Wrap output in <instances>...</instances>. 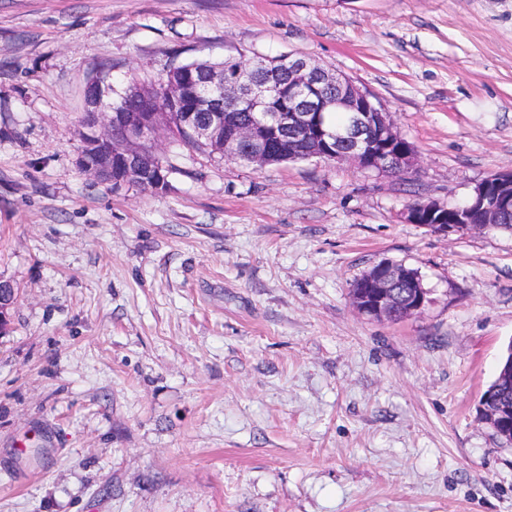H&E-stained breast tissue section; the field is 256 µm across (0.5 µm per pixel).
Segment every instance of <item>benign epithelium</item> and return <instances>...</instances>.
Wrapping results in <instances>:
<instances>
[{
  "label": "benign epithelium",
  "mask_w": 512,
  "mask_h": 512,
  "mask_svg": "<svg viewBox=\"0 0 512 512\" xmlns=\"http://www.w3.org/2000/svg\"><path fill=\"white\" fill-rule=\"evenodd\" d=\"M286 60V76L277 86L269 76L279 73V58L256 55L246 59L252 75L245 82L215 68L194 65L177 70L171 66V79L163 84L164 97H146L138 109L116 107L106 101L112 88L88 85L85 136L97 158L85 172L110 180L115 166L126 181L148 189L161 187L165 181L162 173L149 178L142 172L143 146L175 111L178 126L192 141L254 168L274 158L307 152L311 158L392 176L415 169L416 151L394 130L388 113L370 93L306 54L291 53ZM335 112L348 114L344 126L329 127L327 118ZM506 213L512 214L511 168L475 183L462 205L424 201L407 205L402 216L409 224L446 236L498 224ZM412 278L405 266L386 262L373 266L362 291L353 299L355 307L369 318L388 320L399 302L394 286ZM16 300L13 285L0 279V333L11 323ZM482 414L501 436L512 431V406L494 405L487 394Z\"/></svg>",
  "instance_id": "benign-epithelium-1"
}]
</instances>
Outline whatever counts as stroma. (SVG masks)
Instances as JSON below:
<instances>
[{
    "label": "stroma",
    "instance_id": "obj_1",
    "mask_svg": "<svg viewBox=\"0 0 512 512\" xmlns=\"http://www.w3.org/2000/svg\"><path fill=\"white\" fill-rule=\"evenodd\" d=\"M288 53L417 153L399 180L160 142L168 185L84 172L96 65ZM512 168V0H0V512H512L480 398L512 344V232L402 213ZM387 260L428 303L351 288ZM374 265L363 282V289L353 299L357 310L372 319L388 321L399 299L392 288L401 281H410L413 278L411 270L405 266L388 264L386 262ZM16 290L9 281L0 279V333L11 323V312L16 303Z\"/></svg>",
    "mask_w": 512,
    "mask_h": 512
}]
</instances>
